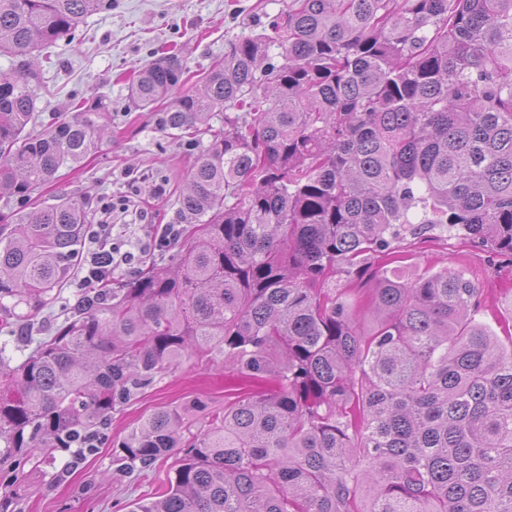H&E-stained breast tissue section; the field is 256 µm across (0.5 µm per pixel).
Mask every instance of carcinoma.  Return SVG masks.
I'll use <instances>...</instances> for the list:
<instances>
[{
	"mask_svg": "<svg viewBox=\"0 0 512 512\" xmlns=\"http://www.w3.org/2000/svg\"><path fill=\"white\" fill-rule=\"evenodd\" d=\"M112 0H0V193L25 199L96 152L103 101L37 131L28 57ZM183 94L176 55L129 98L167 134L224 126L187 173L176 253L31 322L83 267L93 201L0 227V512L28 464L93 454L116 406L195 355L234 400L184 434L163 407L116 444L173 453L131 512H512V334L463 269L401 275L406 238L456 230L512 261V0H291ZM284 47V63L269 58Z\"/></svg>",
	"mask_w": 512,
	"mask_h": 512,
	"instance_id": "obj_1",
	"label": "carcinoma"
}]
</instances>
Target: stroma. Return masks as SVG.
<instances>
[{
  "label": "stroma",
  "instance_id": "obj_1",
  "mask_svg": "<svg viewBox=\"0 0 512 512\" xmlns=\"http://www.w3.org/2000/svg\"><path fill=\"white\" fill-rule=\"evenodd\" d=\"M290 0H112L108 12L87 16L73 34L31 59L38 79L35 117L102 100L112 117V135L81 164L60 168L55 179L31 200L0 199V225L15 213L66 194L91 196L94 223L112 225V239L124 247L144 239L153 225L178 221L179 197L198 150L190 138H171L155 114L136 107L128 87L137 70L172 50L184 66L183 87L191 89L229 43L272 31ZM164 195H156L158 182ZM415 258L405 268L413 278L434 267H465L482 290L484 322L512 325V263L491 260L448 234L421 242L407 239ZM224 368L196 359L182 362L163 380L117 406L95 454L79 459L62 455L54 463L27 471L16 490L18 512H130L136 500L155 494L176 461L143 475L124 476L112 459L113 442L125 438L147 415L164 406L203 403L189 414L192 429L208 424L224 407Z\"/></svg>",
  "mask_w": 512,
  "mask_h": 512
}]
</instances>
